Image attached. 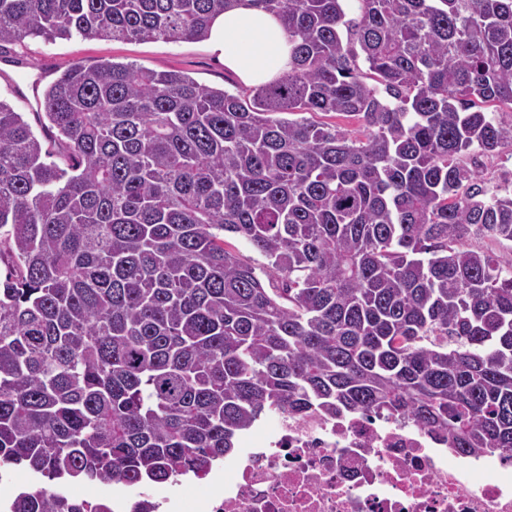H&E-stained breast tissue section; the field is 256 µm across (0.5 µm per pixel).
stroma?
<instances>
[{
  "label": "stroma",
  "instance_id": "stroma-1",
  "mask_svg": "<svg viewBox=\"0 0 512 512\" xmlns=\"http://www.w3.org/2000/svg\"><path fill=\"white\" fill-rule=\"evenodd\" d=\"M5 52L6 59H0V99L7 101L15 111L23 113L31 123L36 120L38 101L31 90L17 89L19 78L37 76L46 86L76 63L92 65L113 60L155 71L177 70L216 89L246 95L251 92L250 87L243 85L225 68L205 40L143 42L75 37L48 41L31 37L23 43L6 46Z\"/></svg>",
  "mask_w": 512,
  "mask_h": 512
}]
</instances>
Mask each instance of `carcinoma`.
Instances as JSON below:
<instances>
[{
  "label": "carcinoma",
  "instance_id": "carcinoma-1",
  "mask_svg": "<svg viewBox=\"0 0 512 512\" xmlns=\"http://www.w3.org/2000/svg\"><path fill=\"white\" fill-rule=\"evenodd\" d=\"M231 2L0 0V51L205 40ZM251 2L293 68L250 96L76 64L47 144L0 99V467L49 481L15 512L204 473L277 410L512 460V257L471 244H512V187L464 161L512 146V0ZM77 484L84 485L89 494L93 497H97L100 494H104L107 492H111L112 494V485H110L108 482H97L94 484H89L84 481H72ZM63 494L65 497L75 506L82 507L86 504H90L91 502H97L99 504H103L104 502L91 498L87 493L83 491V489L76 484H68L65 485L62 489Z\"/></svg>",
  "mask_w": 512,
  "mask_h": 512
}]
</instances>
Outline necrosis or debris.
<instances>
[{
    "mask_svg": "<svg viewBox=\"0 0 512 512\" xmlns=\"http://www.w3.org/2000/svg\"><path fill=\"white\" fill-rule=\"evenodd\" d=\"M512 512V461L467 462L410 424L276 412L221 468L117 493V512Z\"/></svg>",
    "mask_w": 512,
    "mask_h": 512,
    "instance_id": "4bbe7bcc",
    "label": "necrosis or debris"
}]
</instances>
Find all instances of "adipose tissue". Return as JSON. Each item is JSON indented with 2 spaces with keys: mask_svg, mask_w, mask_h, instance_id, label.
<instances>
[{
  "mask_svg": "<svg viewBox=\"0 0 512 512\" xmlns=\"http://www.w3.org/2000/svg\"><path fill=\"white\" fill-rule=\"evenodd\" d=\"M209 41L244 85L258 86L288 73L292 44L279 17L234 0L212 22Z\"/></svg>",
  "mask_w": 512,
  "mask_h": 512,
  "instance_id": "obj_1",
  "label": "adipose tissue"
}]
</instances>
